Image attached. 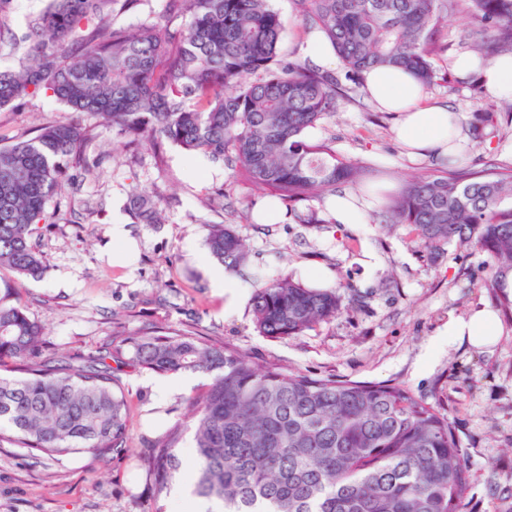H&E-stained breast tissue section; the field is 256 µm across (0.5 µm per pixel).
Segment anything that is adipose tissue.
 I'll list each match as a JSON object with an SVG mask.
<instances>
[{
    "label": "adipose tissue",
    "instance_id": "1",
    "mask_svg": "<svg viewBox=\"0 0 512 512\" xmlns=\"http://www.w3.org/2000/svg\"><path fill=\"white\" fill-rule=\"evenodd\" d=\"M452 66L459 73L477 75L493 96L512 101L511 54L488 63L475 54H463ZM364 87L378 111L397 113L395 134L410 154L441 157L453 152L454 141L462 134V115L444 105H426L428 93L411 73L392 66L374 68L366 73ZM375 205V199L349 189L337 190L326 199L332 219L344 225L368 223ZM441 333L449 343L484 350L495 344L500 328L494 312L481 307L464 317H449Z\"/></svg>",
    "mask_w": 512,
    "mask_h": 512
}]
</instances>
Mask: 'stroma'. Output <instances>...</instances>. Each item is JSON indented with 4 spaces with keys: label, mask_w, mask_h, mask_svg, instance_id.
I'll return each mask as SVG.
<instances>
[{
    "label": "stroma",
    "mask_w": 512,
    "mask_h": 512,
    "mask_svg": "<svg viewBox=\"0 0 512 512\" xmlns=\"http://www.w3.org/2000/svg\"><path fill=\"white\" fill-rule=\"evenodd\" d=\"M288 20L282 52L310 62V31L294 0H271ZM468 17L449 20L435 59L447 79L429 90L431 102L460 112L471 129L476 112L494 110L497 127L482 144L463 137V167L512 163V101L480 88L475 76L451 68L468 53ZM336 115L311 129L314 141L368 167L355 189L379 184L400 191L407 178L437 169L431 156L409 155L396 139L395 113L376 110L363 89L344 82ZM67 107L37 95L0 109V144L35 127L70 119ZM85 155L92 172L69 170L49 202L50 223L33 243L43 259L39 277L25 280L20 296L45 331L42 358L66 355L74 364L105 347L154 328L230 345L261 366L313 377L388 381L439 404L456 425L472 475L466 512H512V318L492 351L449 344L440 328L449 315L493 304L485 287L486 257L454 244L429 254L405 228L387 231L379 212L370 223H330L324 200L287 207L286 221L254 219L265 201L258 190L234 182L226 165L192 157L171 143L119 142L99 119L82 115ZM139 189L161 201L163 221L142 224L129 211ZM126 224L139 252L130 264L113 261V224ZM233 225L248 249L247 262L229 269L208 254L206 227ZM224 274L234 299L215 292L211 272ZM318 288H339L342 310L299 336L274 341L254 327L255 285L284 274ZM115 376L130 409L133 440L108 461L90 455L50 459L7 443L0 445V512H153L154 476L146 456L168 427H190L187 401L204 382L183 386L182 376L129 365ZM168 384L166 397L155 387Z\"/></svg>",
    "instance_id": "1"
}]
</instances>
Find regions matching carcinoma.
I'll use <instances>...</instances> for the list:
<instances>
[{
  "label": "carcinoma",
  "instance_id": "1",
  "mask_svg": "<svg viewBox=\"0 0 512 512\" xmlns=\"http://www.w3.org/2000/svg\"><path fill=\"white\" fill-rule=\"evenodd\" d=\"M136 0H49L29 20L27 59L0 70V109L43 94L92 114L118 139H160L227 163L231 178L290 204L332 194L363 176L362 162L313 143L306 131L336 113L338 79L281 54L285 29L269 0H168L186 19L179 37L154 22L138 30L109 21ZM356 83L365 72L403 68L425 86L440 79L439 28L462 14L482 43L512 54V0H296ZM77 120L48 124L0 145V270L16 281L41 274L34 226L74 166L89 169ZM145 224L160 204L131 198ZM385 225L404 226L431 254L446 245L487 257L485 286L512 273V166L444 167L407 181L385 206ZM210 254L227 267L247 251L230 224L207 228ZM257 332L297 336L335 318L334 289L285 275L254 296ZM44 330L20 297L0 296V443L52 459L98 460L128 450L126 396L109 359L129 357L163 375L199 373L210 382L188 400L194 424V495L223 512H463L472 480L448 414L402 384L336 380L261 367L228 346L176 332H145L83 366L33 361ZM183 429L153 442L148 461L161 501L184 468Z\"/></svg>",
  "mask_w": 512,
  "mask_h": 512
}]
</instances>
